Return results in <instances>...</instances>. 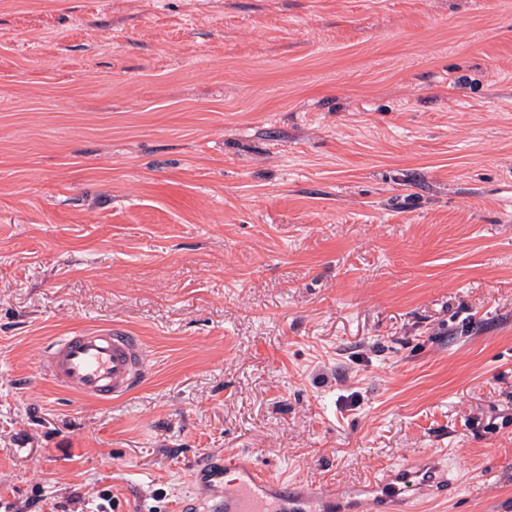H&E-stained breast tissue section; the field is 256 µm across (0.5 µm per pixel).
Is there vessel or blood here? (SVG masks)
<instances>
[{"label": "vessel or blood", "instance_id": "b4317fda", "mask_svg": "<svg viewBox=\"0 0 512 512\" xmlns=\"http://www.w3.org/2000/svg\"><path fill=\"white\" fill-rule=\"evenodd\" d=\"M42 371L57 387L80 399L119 403L147 380L146 349L139 336L122 326H94L53 337L44 351ZM221 501L202 512H413L415 501L449 497L444 459L406 462L371 476L365 497L343 504L321 493L297 491L250 465Z\"/></svg>", "mask_w": 512, "mask_h": 512}]
</instances>
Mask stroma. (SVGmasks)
I'll use <instances>...</instances> for the list:
<instances>
[{
	"label": "stroma",
	"instance_id": "35a3bbf8",
	"mask_svg": "<svg viewBox=\"0 0 512 512\" xmlns=\"http://www.w3.org/2000/svg\"><path fill=\"white\" fill-rule=\"evenodd\" d=\"M104 323L121 412L41 373ZM439 452L444 512H512V0H0V500ZM146 356L140 337L125 327H85L48 342L42 371L70 395L115 405L145 386Z\"/></svg>",
	"mask_w": 512,
	"mask_h": 512
}]
</instances>
